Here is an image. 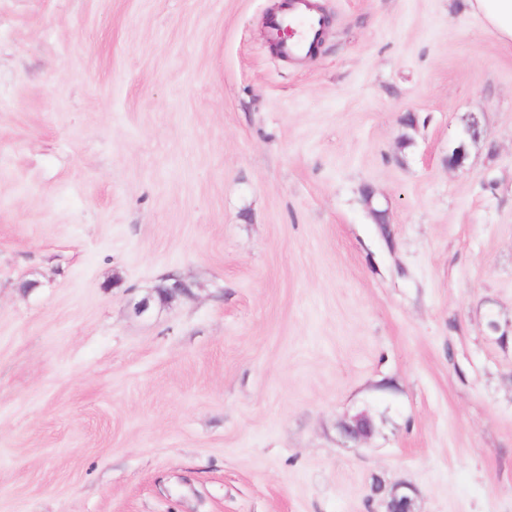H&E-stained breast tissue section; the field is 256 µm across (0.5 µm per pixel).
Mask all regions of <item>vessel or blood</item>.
I'll return each mask as SVG.
<instances>
[{
	"label": "vessel or blood",
	"instance_id": "obj_1",
	"mask_svg": "<svg viewBox=\"0 0 512 512\" xmlns=\"http://www.w3.org/2000/svg\"><path fill=\"white\" fill-rule=\"evenodd\" d=\"M313 10L312 0H284L282 12L270 18L269 38L284 57H305L317 47L323 25Z\"/></svg>",
	"mask_w": 512,
	"mask_h": 512
}]
</instances>
